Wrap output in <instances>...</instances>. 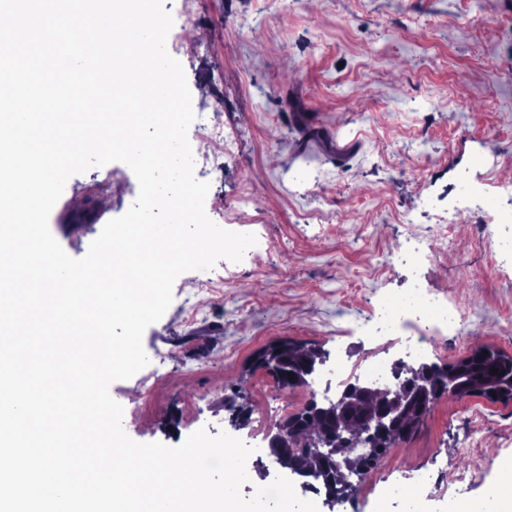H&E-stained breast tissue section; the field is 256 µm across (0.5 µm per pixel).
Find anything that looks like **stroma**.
I'll return each instance as SVG.
<instances>
[{
	"label": "stroma",
	"mask_w": 512,
	"mask_h": 512,
	"mask_svg": "<svg viewBox=\"0 0 512 512\" xmlns=\"http://www.w3.org/2000/svg\"><path fill=\"white\" fill-rule=\"evenodd\" d=\"M174 24L166 47L184 68L196 121L217 119L235 143L225 153L191 139L198 180L209 182L207 216L259 230L266 262L219 261L224 285L195 294L202 270L182 273L163 317L144 332L148 367L113 382L127 435L181 445L200 428L248 440L228 405L244 388L250 409L277 399L271 375L253 368L282 339L326 356L344 344L355 358L371 336L341 338L372 316L379 296L409 297L415 285L453 295L474 313L426 362L453 363L489 346L512 355V256L500 238L499 184L512 185V5L507 0H166ZM486 198L458 218L439 253L436 216L462 193V170ZM321 174L304 183L300 174ZM139 192L120 162L71 177L49 227L64 251L86 255L106 221ZM94 200L100 221L68 216ZM436 252L414 265L409 239ZM199 304L198 319L189 305ZM157 392L143 398L145 383ZM484 440L467 456L473 430ZM512 461V403L448 397L433 406L408 447L383 457L354 497L318 512H451L482 497ZM429 473L412 500L415 475Z\"/></svg>",
	"instance_id": "1"
}]
</instances>
